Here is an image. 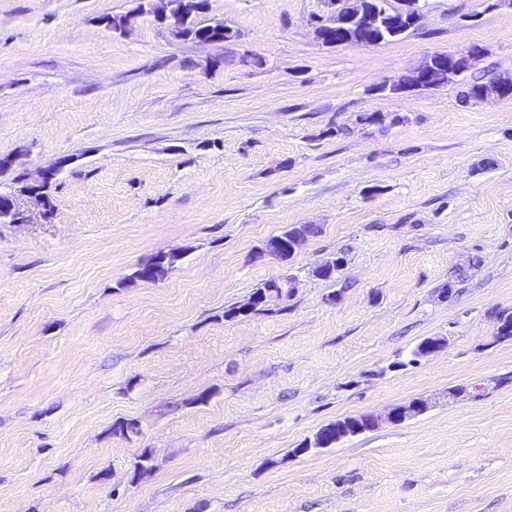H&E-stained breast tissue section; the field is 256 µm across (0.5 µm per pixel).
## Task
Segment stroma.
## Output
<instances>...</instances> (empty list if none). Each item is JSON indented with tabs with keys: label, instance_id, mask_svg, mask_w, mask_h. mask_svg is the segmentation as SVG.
Masks as SVG:
<instances>
[{
	"label": "stroma",
	"instance_id": "35a3bbf8",
	"mask_svg": "<svg viewBox=\"0 0 512 512\" xmlns=\"http://www.w3.org/2000/svg\"><path fill=\"white\" fill-rule=\"evenodd\" d=\"M139 2L0 0V191L28 216L0 223V512H512V99L379 89L472 44L469 79L511 74L512 8L421 0L358 47L316 40L328 0H208L230 44ZM55 163L45 216L20 189ZM293 224L320 232L254 260ZM361 415L381 423L302 452ZM212 25H217V23L212 24ZM218 27H220L222 29H224V28L227 29L229 31V33H227V34L225 33L224 34V33L217 32V28ZM183 34H184L185 39H190V40H193V41H195L196 38H211V37H214L216 35H220L221 38L217 39L213 43L232 42L237 37L235 32L230 27H228L227 25H225V27L224 26H220V25H217V26H211V25L203 26V25H201V22H198L196 20V15L195 14L190 16L185 21L184 28H183ZM305 241L303 237H298L294 241L286 245H281L278 242L269 241L265 247L257 253L261 258H273L283 263H288L302 246ZM292 277L288 274L283 275L278 280L267 282L263 288H258L252 295L261 294L263 302L260 306H256L249 312L242 311V304L233 306L224 312V317L227 319H237L248 317L257 311H263L264 307L270 305L275 300H280L289 293V288H292Z\"/></svg>",
	"mask_w": 512,
	"mask_h": 512
}]
</instances>
